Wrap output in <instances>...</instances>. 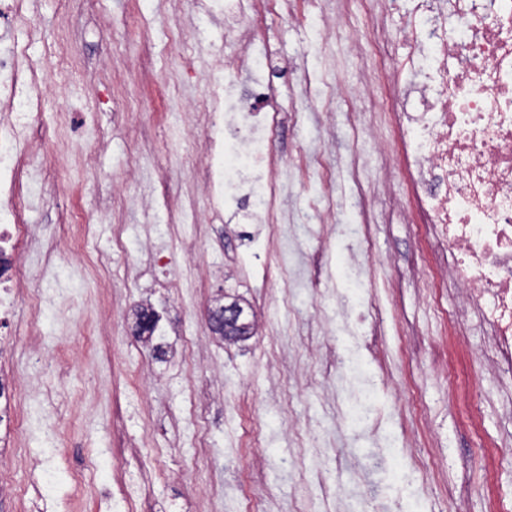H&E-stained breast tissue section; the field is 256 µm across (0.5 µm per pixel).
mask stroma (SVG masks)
Returning <instances> with one entry per match:
<instances>
[{"label":"stroma","instance_id":"1","mask_svg":"<svg viewBox=\"0 0 512 512\" xmlns=\"http://www.w3.org/2000/svg\"><path fill=\"white\" fill-rule=\"evenodd\" d=\"M307 0H218L197 14L189 0H91L63 13L59 0H30L0 49H23L53 103L26 138L59 150L34 158L22 220L65 240L86 234L79 256L51 271L55 292L32 346L65 357L66 386L27 361L22 400L40 423L30 445L45 452L57 512H486L512 498V379L488 364L490 338L476 313L455 336L457 297L441 280L429 225L412 217L401 155L393 186L379 170L361 185L363 210L334 228L267 224L245 239L242 218L212 209L204 239L182 214L198 206L204 168L191 145L207 135L193 103L205 99L218 62L234 54L233 29H253L272 64L280 106L274 162L287 184L280 207L317 202L321 183L350 156L347 119L357 99L319 105L305 96L306 58L337 61L336 84L361 66L386 73L401 54L340 56L308 28ZM67 56L85 84L62 87ZM303 102L301 126L289 109ZM110 259L112 300L83 279L87 257ZM239 301L256 328L230 342L212 332V312ZM150 303L166 330L160 350L139 337ZM372 401L378 423L356 413ZM421 466L411 487L401 470Z\"/></svg>","mask_w":512,"mask_h":512}]
</instances>
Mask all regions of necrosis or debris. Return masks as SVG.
Segmentation results:
<instances>
[{
	"instance_id": "1",
	"label": "necrosis or debris",
	"mask_w": 512,
	"mask_h": 512,
	"mask_svg": "<svg viewBox=\"0 0 512 512\" xmlns=\"http://www.w3.org/2000/svg\"><path fill=\"white\" fill-rule=\"evenodd\" d=\"M405 49L396 68L420 105L398 116L400 144L412 175L419 213L448 255V281L460 311L476 307L490 329L489 363L512 367V0H414L399 15ZM239 53L224 62L226 84L204 101L208 139L191 157H220L205 181L206 205L215 200L246 211L251 223L273 224L276 175L258 172L271 161L268 136L275 99L265 78L267 57L254 35L240 34ZM20 51L0 52V296L25 300L41 313L46 289H31L25 255L41 241L50 264L67 262L72 243L39 239L19 220L21 184L17 145L29 113L44 109L45 93L35 69H21ZM355 149L345 168L325 179L328 211L347 209L345 184L359 181L360 162L370 151L363 125L352 127ZM24 343L12 337L6 365H0V438L14 456L29 445L28 416L21 409L18 355ZM49 472L36 467L28 480L10 483L26 512H47Z\"/></svg>"
}]
</instances>
